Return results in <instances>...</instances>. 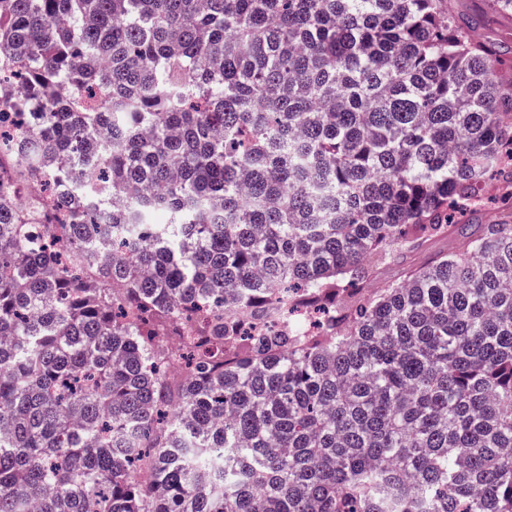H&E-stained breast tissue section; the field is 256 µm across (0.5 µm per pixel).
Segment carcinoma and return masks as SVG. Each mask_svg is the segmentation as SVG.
I'll return each instance as SVG.
<instances>
[{"instance_id": "1", "label": "carcinoma", "mask_w": 512, "mask_h": 512, "mask_svg": "<svg viewBox=\"0 0 512 512\" xmlns=\"http://www.w3.org/2000/svg\"><path fill=\"white\" fill-rule=\"evenodd\" d=\"M2 82L62 214L0 202V512H512V80L451 0H0ZM460 243L461 239L456 234L436 235L430 238L423 247L404 252L398 260L377 265L368 288L398 283L405 277L407 269L415 268L435 256L455 253L459 250Z\"/></svg>"}]
</instances>
